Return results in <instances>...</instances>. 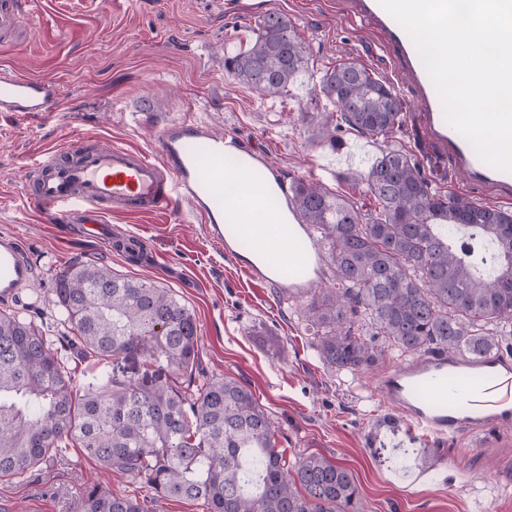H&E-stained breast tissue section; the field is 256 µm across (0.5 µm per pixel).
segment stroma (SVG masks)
I'll return each mask as SVG.
<instances>
[{
  "label": "stroma",
  "instance_id": "1",
  "mask_svg": "<svg viewBox=\"0 0 512 512\" xmlns=\"http://www.w3.org/2000/svg\"><path fill=\"white\" fill-rule=\"evenodd\" d=\"M240 2L236 10L226 0H34L31 33L20 47L0 48V65L56 79L64 99L44 119L0 113V235L26 241L36 272L6 311L50 339L66 335L52 286L76 259L155 282L196 314L197 379L228 375L251 389L288 462L318 454L348 468L360 512H512V428L476 439L432 437L422 443L429 463L401 465L408 421L377 387L404 356L386 353L365 372L327 368L304 315L308 297L288 299L252 281L187 204L107 215L108 245L81 225L41 221L29 205L23 174L41 152L79 134L89 147L109 142L153 155L166 124L191 118L254 147L288 181H312L362 204L367 198L348 176L390 145L409 151L432 190L512 210V190L491 194L467 183L430 138L405 60L361 18L357 0ZM270 12L288 16L311 58L288 94L261 98L225 72L224 57ZM342 62L363 65L401 100L402 125L390 140L337 127L319 82ZM94 483L118 496L147 494L130 475L103 471L73 448L28 478L0 480V512H78Z\"/></svg>",
  "mask_w": 512,
  "mask_h": 512
}]
</instances>
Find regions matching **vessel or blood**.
Listing matches in <instances>:
<instances>
[{
    "label": "vessel or blood",
    "instance_id": "b4317fda",
    "mask_svg": "<svg viewBox=\"0 0 512 512\" xmlns=\"http://www.w3.org/2000/svg\"><path fill=\"white\" fill-rule=\"evenodd\" d=\"M362 16L371 19L405 52L421 90L433 83L422 65L407 31L379 4L359 0ZM28 18L25 0H0V44L15 46ZM60 99L57 81L19 73L0 66V112L29 118L48 117ZM422 119L430 136L444 146L465 177L483 189L512 187V171L478 159L459 140L440 105L424 103ZM159 157L112 144L85 150H53L35 162L24 175L29 199L36 211L57 224H80L98 235L108 213L152 214L185 201L194 217L206 226L209 238L233 259L250 279L278 288L281 294L299 296L315 288L323 274L324 257L310 226L298 218L293 194L281 188L274 210L275 223L256 227L224 221L225 185L238 182L239 168L227 160L247 156L258 194L255 209L266 206L268 184L277 171L256 150L246 149L231 135L213 132L197 121L183 120L163 128L158 139ZM288 238L302 243L294 264L280 269L277 258L257 261L238 250L247 238L261 242ZM35 268L15 237H0V298L9 300L30 287ZM499 357L477 360L432 355L416 358L385 373L379 388L388 402L405 412L413 431L454 437L464 433H493L512 425V373L502 370Z\"/></svg>",
    "mask_w": 512,
    "mask_h": 512
}]
</instances>
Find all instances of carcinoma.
Here are the masks:
<instances>
[{"instance_id": "cac0c4a2", "label": "carcinoma", "mask_w": 512, "mask_h": 512, "mask_svg": "<svg viewBox=\"0 0 512 512\" xmlns=\"http://www.w3.org/2000/svg\"><path fill=\"white\" fill-rule=\"evenodd\" d=\"M308 61L294 25L269 13L224 68L267 97L288 92ZM320 91L341 124L362 135L385 139L402 123L401 100L356 63L327 70ZM350 180L366 186L375 210L364 213L313 182L291 185L337 281L308 307L324 365L359 372L391 350L479 357L497 348L485 326L512 327V211L431 190L400 148L381 151ZM52 293L71 330L59 349L33 322L0 312V477L22 478L73 445L152 493L119 497L91 485L79 512H151L160 499L201 500L208 512H358L352 473L319 455L289 464L246 385L229 377L196 383L197 318L169 289L75 260ZM71 350L99 371L96 386L78 387ZM120 357L171 368L180 380L149 385L101 370Z\"/></svg>"}]
</instances>
